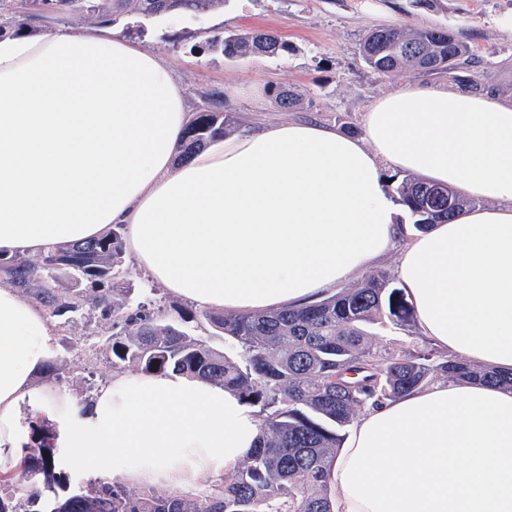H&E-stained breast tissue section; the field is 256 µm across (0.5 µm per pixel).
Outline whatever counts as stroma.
Here are the masks:
<instances>
[{
  "mask_svg": "<svg viewBox=\"0 0 512 512\" xmlns=\"http://www.w3.org/2000/svg\"><path fill=\"white\" fill-rule=\"evenodd\" d=\"M111 25L165 58L187 91L188 112L200 111L218 92L240 123L257 127L315 121L361 135L369 106L389 91L408 85L459 89V82L444 73L408 69L385 76L368 67L359 45L379 26H438L461 34L474 54L467 76L502 102H512V0H226L223 9L203 15L145 18L129 12ZM228 30H271L293 50L227 59L211 49L210 41ZM279 88L297 92L301 105L280 109L274 100ZM124 268L132 302L154 301L168 320H177L179 298L165 290L151 293L152 283L132 254H125ZM109 335L95 312L55 328L51 356L65 366L60 390L82 401L110 382L113 368L104 351Z\"/></svg>",
  "mask_w": 512,
  "mask_h": 512,
  "instance_id": "1",
  "label": "stroma"
}]
</instances>
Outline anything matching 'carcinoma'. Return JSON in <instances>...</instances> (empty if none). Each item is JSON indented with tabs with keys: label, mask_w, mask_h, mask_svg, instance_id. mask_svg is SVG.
<instances>
[{
	"label": "carcinoma",
	"mask_w": 512,
	"mask_h": 512,
	"mask_svg": "<svg viewBox=\"0 0 512 512\" xmlns=\"http://www.w3.org/2000/svg\"><path fill=\"white\" fill-rule=\"evenodd\" d=\"M224 0H0V36L35 29L56 8L85 19L134 11L153 18L205 14ZM210 45L227 59L290 51L273 31L224 32ZM375 71L394 75L413 68L456 75L473 56L470 46L444 27H383L369 32L360 48ZM235 129V116L220 101L189 122L179 146L188 160ZM423 232L454 219L466 203L446 186L404 177L390 185ZM123 228L115 225L82 243L53 247L38 260L0 256V281L15 288L46 314L69 325L84 310L112 321L105 351L112 367L197 376L235 390L262 413L259 444L232 466L211 491L200 495L129 490L97 482L61 498L55 494L56 432L39 417L29 421L31 445L21 476L0 478V512H336L329 475L348 428L371 406L438 380L468 379L512 386L503 375L453 359L435 348L389 349L367 327H408L414 321L403 289L383 271L298 307L250 314L184 309L185 323L203 322L221 331L230 351L221 352L162 319L149 303L131 306L123 286Z\"/></svg>",
	"instance_id": "1"
}]
</instances>
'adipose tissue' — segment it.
Here are the masks:
<instances>
[{
	"label": "adipose tissue",
	"mask_w": 512,
	"mask_h": 512,
	"mask_svg": "<svg viewBox=\"0 0 512 512\" xmlns=\"http://www.w3.org/2000/svg\"><path fill=\"white\" fill-rule=\"evenodd\" d=\"M186 93L119 33L0 38V255L39 254L123 225L150 278L198 306H295L385 254L424 339L512 372V104L397 89L357 138L316 123L244 127L176 162ZM484 200L425 233L399 224L382 168ZM51 322L0 288V476L18 474L33 412L59 465L197 489L258 443L255 407L175 372L117 373L84 404L35 384ZM336 512H512V388L438 381L363 411L330 475Z\"/></svg>",
	"instance_id": "obj_1"
}]
</instances>
